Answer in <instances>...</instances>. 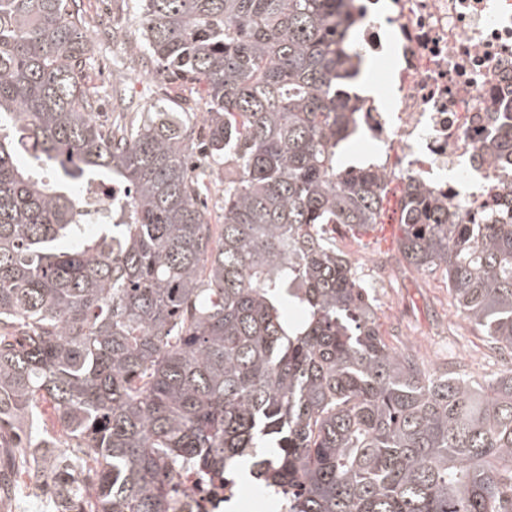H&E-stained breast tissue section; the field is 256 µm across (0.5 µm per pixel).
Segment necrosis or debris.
Masks as SVG:
<instances>
[{"instance_id":"obj_1","label":"necrosis or debris","mask_w":512,"mask_h":512,"mask_svg":"<svg viewBox=\"0 0 512 512\" xmlns=\"http://www.w3.org/2000/svg\"><path fill=\"white\" fill-rule=\"evenodd\" d=\"M385 25L345 0L378 96L352 95L355 135L374 147L382 184H416L465 224L512 204V157L488 142L512 123V0H384ZM171 512H243L242 485L192 461L168 492Z\"/></svg>"}]
</instances>
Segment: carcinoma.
Wrapping results in <instances>:
<instances>
[{
	"label": "carcinoma",
	"mask_w": 512,
	"mask_h": 512,
	"mask_svg": "<svg viewBox=\"0 0 512 512\" xmlns=\"http://www.w3.org/2000/svg\"><path fill=\"white\" fill-rule=\"evenodd\" d=\"M137 3L147 54L204 85L200 123L152 105L97 124L74 0H0L3 466L51 479L56 512H168L189 457L251 461L296 488L288 512H512V371L470 381L389 346L318 234L378 223L384 200L347 158L343 0ZM196 149L228 172L217 226ZM91 181L124 192L120 221L79 223ZM407 197L406 262L443 269L512 350V213L461 224Z\"/></svg>",
	"instance_id": "obj_1"
}]
</instances>
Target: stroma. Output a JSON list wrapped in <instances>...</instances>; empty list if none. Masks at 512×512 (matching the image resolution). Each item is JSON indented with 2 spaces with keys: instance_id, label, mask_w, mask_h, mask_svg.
Here are the masks:
<instances>
[{
  "instance_id": "35a3bbf8",
  "label": "stroma",
  "mask_w": 512,
  "mask_h": 512,
  "mask_svg": "<svg viewBox=\"0 0 512 512\" xmlns=\"http://www.w3.org/2000/svg\"><path fill=\"white\" fill-rule=\"evenodd\" d=\"M75 7L94 43L91 62L81 68L83 84L119 88L127 104L118 116L111 99H104L101 119L118 116L129 122L151 105L181 100L178 82L140 49L142 25L135 0H77ZM390 221L391 213L386 210L367 231L355 233L342 226L336 233L337 250L343 252L353 245L361 260L372 259L389 267L386 284L370 291L385 342L413 352L427 368L446 366L476 381L512 369V350L496 347L481 328L460 316L443 287L442 270L417 271L407 266L397 238L384 233Z\"/></svg>"
}]
</instances>
